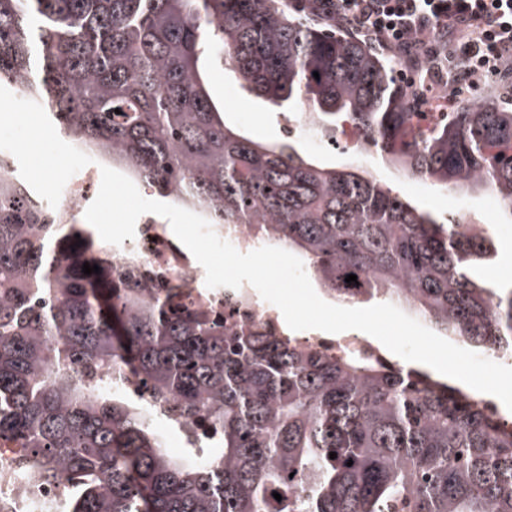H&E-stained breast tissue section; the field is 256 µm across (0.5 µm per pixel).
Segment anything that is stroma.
Returning <instances> with one entry per match:
<instances>
[{
	"label": "stroma",
	"mask_w": 512,
	"mask_h": 512,
	"mask_svg": "<svg viewBox=\"0 0 512 512\" xmlns=\"http://www.w3.org/2000/svg\"><path fill=\"white\" fill-rule=\"evenodd\" d=\"M205 82L212 99L223 106L226 124L262 142L282 139L290 113L252 101L240 80L221 63L206 62ZM0 157L10 160L16 174L38 196L60 182L85 176L96 183L101 180L99 164L74 155L68 139L58 133L45 112L23 111L19 90L6 84L0 85ZM374 176L396 186L427 210L440 213L464 210L469 222L481 225L496 245V256L481 268V277L492 282H512V224L502 222L500 206L493 195L439 191L404 178L385 163L376 165Z\"/></svg>",
	"instance_id": "stroma-1"
}]
</instances>
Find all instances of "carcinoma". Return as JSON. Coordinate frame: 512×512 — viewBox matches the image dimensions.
Returning <instances> with one entry per match:
<instances>
[{"instance_id":"1","label":"carcinoma","mask_w":512,"mask_h":512,"mask_svg":"<svg viewBox=\"0 0 512 512\" xmlns=\"http://www.w3.org/2000/svg\"><path fill=\"white\" fill-rule=\"evenodd\" d=\"M212 58L251 96L303 104L319 133L348 124L408 174L489 191L512 222V110L469 102L421 141L392 68L275 0H0V83L71 142L211 224L252 225L342 303L403 297L438 335L512 352V286L477 273L486 232L358 165L226 126ZM102 251L0 161V448L63 512H512V431L483 398L419 368L226 332ZM128 373L150 400L113 391Z\"/></svg>"}]
</instances>
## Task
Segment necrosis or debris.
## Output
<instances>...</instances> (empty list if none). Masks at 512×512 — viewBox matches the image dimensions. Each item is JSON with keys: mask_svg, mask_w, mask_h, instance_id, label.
Returning a JSON list of instances; mask_svg holds the SVG:
<instances>
[{"mask_svg": "<svg viewBox=\"0 0 512 512\" xmlns=\"http://www.w3.org/2000/svg\"><path fill=\"white\" fill-rule=\"evenodd\" d=\"M109 253L115 268L135 273L143 287L157 288L169 293L174 301L217 316L231 329L256 328L269 336L284 335L279 313L248 284L239 288H208L202 266L188 256L180 243L170 237L163 225L144 218L136 226L134 238L124 239L122 245L110 246ZM297 342L316 352L367 359L379 358V350L359 332L334 338L319 333L297 334ZM21 505L22 512H47L59 508L58 495L44 491L37 495L27 492L18 473L0 464V500Z\"/></svg>", "mask_w": 512, "mask_h": 512, "instance_id": "4bbe7bcc", "label": "necrosis or debris"}]
</instances>
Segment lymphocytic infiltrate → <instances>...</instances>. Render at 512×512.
I'll return each mask as SVG.
<instances>
[{
  "instance_id": "obj_1",
  "label": "lymphocytic infiltrate",
  "mask_w": 512,
  "mask_h": 512,
  "mask_svg": "<svg viewBox=\"0 0 512 512\" xmlns=\"http://www.w3.org/2000/svg\"><path fill=\"white\" fill-rule=\"evenodd\" d=\"M314 10L456 93L512 73V0H315Z\"/></svg>"
}]
</instances>
